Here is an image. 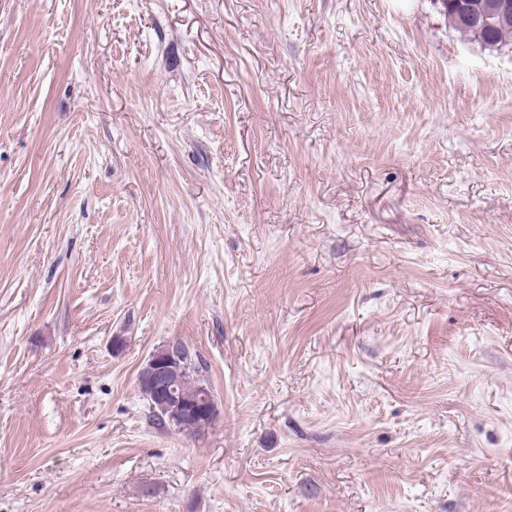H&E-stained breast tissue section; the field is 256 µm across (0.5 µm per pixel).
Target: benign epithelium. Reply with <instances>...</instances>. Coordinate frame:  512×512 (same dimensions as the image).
<instances>
[{"label":"benign epithelium","mask_w":512,"mask_h":512,"mask_svg":"<svg viewBox=\"0 0 512 512\" xmlns=\"http://www.w3.org/2000/svg\"><path fill=\"white\" fill-rule=\"evenodd\" d=\"M454 7L459 11L464 22L481 21L489 28H497L512 22V10L494 0L492 3L475 4L471 0H457ZM185 346L178 340L166 345L150 357V374L138 380V387H147L153 395L162 400L175 402L187 409L190 418L197 426H180L178 430L190 433L210 424L214 418L215 406L208 396L196 401H182L177 398L175 388L169 384L168 375L171 365L179 360Z\"/></svg>","instance_id":"benign-epithelium-1"}]
</instances>
